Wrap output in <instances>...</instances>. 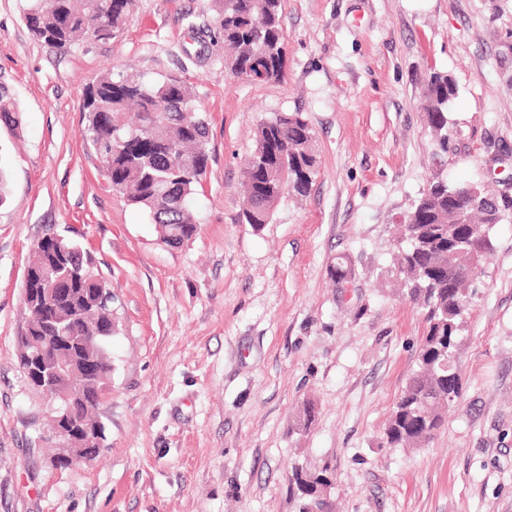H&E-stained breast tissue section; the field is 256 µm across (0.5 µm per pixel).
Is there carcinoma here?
<instances>
[{"label": "carcinoma", "mask_w": 512, "mask_h": 512, "mask_svg": "<svg viewBox=\"0 0 512 512\" xmlns=\"http://www.w3.org/2000/svg\"><path fill=\"white\" fill-rule=\"evenodd\" d=\"M230 68L253 81H275L285 67L281 0H212ZM133 0H27L26 25L34 39L58 48L105 41L122 29ZM458 89L448 74L430 72L423 86V111L430 132L444 152L451 130L448 106ZM196 93L177 78L147 80L139 73L100 74L86 90L83 109L92 141L104 159L112 188L146 213L163 243L176 246L197 231L192 208L182 205L206 174L210 136L206 116L195 107ZM0 122L17 123L15 103L0 86ZM256 148L244 172L243 220L260 227L270 222L275 204L289 193L306 195L316 168L314 137L303 113L284 112L261 121ZM512 216V195L481 184L458 186L434 180L404 217L402 237L387 275L399 280L424 311L426 331L416 369L385 424L382 446L417 447L430 441L459 398L461 375L453 364L459 332L469 306L468 283L491 251V232ZM30 277L48 273L65 289L52 319L25 302L30 336H52L64 343L86 336L94 344L73 352L72 378L49 377L33 388L54 394L70 380L82 384L83 397L70 411L68 430L82 435L87 452L100 454L105 428L96 410L111 389L109 342L118 325L112 291L91 255L71 239L49 232L42 237ZM299 512H308L321 473L295 469Z\"/></svg>", "instance_id": "obj_1"}]
</instances>
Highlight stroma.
I'll return each instance as SVG.
<instances>
[{
	"label": "stroma",
	"instance_id": "stroma-1",
	"mask_svg": "<svg viewBox=\"0 0 512 512\" xmlns=\"http://www.w3.org/2000/svg\"><path fill=\"white\" fill-rule=\"evenodd\" d=\"M24 7L0 0L19 112L0 123V512H298V466L332 474L335 512H512V218L469 288L444 425L419 448L380 445L426 328L385 274L400 218L436 179L512 194V0H282L285 68L260 83L225 67L212 0H134L116 38L70 49L36 41ZM124 69L191 84L209 120L198 231L177 248L113 190L86 131L88 84ZM432 70L458 89L444 154L421 110ZM280 112L304 113L319 167L257 228L240 221L242 172ZM50 230L93 256L118 324L107 448L66 469L18 361Z\"/></svg>",
	"mask_w": 512,
	"mask_h": 512
}]
</instances>
